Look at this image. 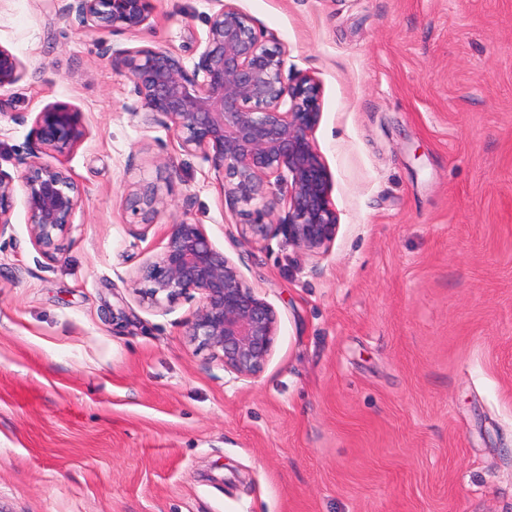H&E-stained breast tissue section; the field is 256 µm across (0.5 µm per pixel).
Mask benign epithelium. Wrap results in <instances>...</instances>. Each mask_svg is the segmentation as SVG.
Listing matches in <instances>:
<instances>
[{
    "mask_svg": "<svg viewBox=\"0 0 512 512\" xmlns=\"http://www.w3.org/2000/svg\"><path fill=\"white\" fill-rule=\"evenodd\" d=\"M198 61L189 71L167 49L136 46L112 55V67L134 83V113L170 128L181 151L210 163L231 209L253 206L238 225L246 242L282 238L317 253L336 236L330 175L311 139L321 116V87L308 73H285L286 49L261 31L235 0H218ZM65 15L80 29L136 34L150 26L149 0H69ZM24 62L0 46V90L20 81ZM85 130L80 111L48 103L32 122L16 173L0 170V235L11 228L15 191L21 190L36 248L55 257L67 236L83 189L68 168L53 164L73 151ZM130 197L141 223L164 207L158 186L138 184ZM143 301L159 305L200 295L188 335L210 350L238 379L256 377L277 331L272 306L243 285L236 265L203 228L184 219L168 224L166 243L143 267Z\"/></svg>",
    "mask_w": 512,
    "mask_h": 512,
    "instance_id": "1",
    "label": "benign epithelium"
}]
</instances>
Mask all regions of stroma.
<instances>
[{
	"mask_svg": "<svg viewBox=\"0 0 512 512\" xmlns=\"http://www.w3.org/2000/svg\"><path fill=\"white\" fill-rule=\"evenodd\" d=\"M65 0H0L26 65L0 92V170L76 106L83 186L55 258L23 203L0 236V512H512V0H237L314 75L336 237L243 242L208 163L145 124L101 44L198 58L217 0H150L148 30H80ZM155 183L141 225L129 200ZM202 225L277 315L251 379L151 307L138 269ZM135 212L141 215V224H151L155 215L164 207L158 186L152 183L138 184L130 191Z\"/></svg>",
	"mask_w": 512,
	"mask_h": 512,
	"instance_id": "obj_1",
	"label": "stroma"
}]
</instances>
